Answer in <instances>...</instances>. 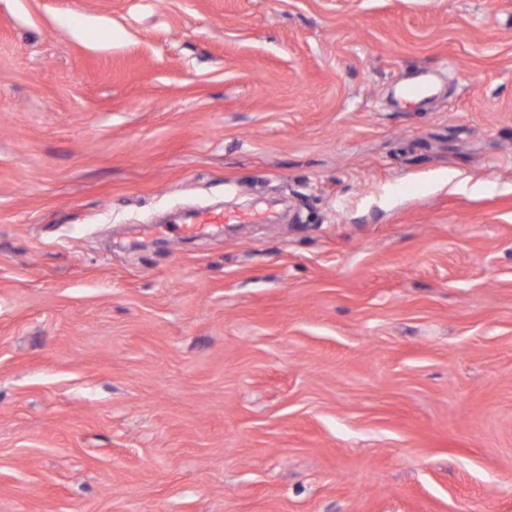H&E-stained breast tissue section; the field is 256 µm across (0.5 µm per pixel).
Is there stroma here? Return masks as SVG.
Masks as SVG:
<instances>
[{
    "instance_id": "stroma-1",
    "label": "stroma",
    "mask_w": 512,
    "mask_h": 512,
    "mask_svg": "<svg viewBox=\"0 0 512 512\" xmlns=\"http://www.w3.org/2000/svg\"><path fill=\"white\" fill-rule=\"evenodd\" d=\"M0 512H512V0H0ZM229 217L222 213L203 211L197 214L196 221L192 224H182L178 226H166L163 231L170 234H187V233H205L215 224H223L224 220Z\"/></svg>"
}]
</instances>
